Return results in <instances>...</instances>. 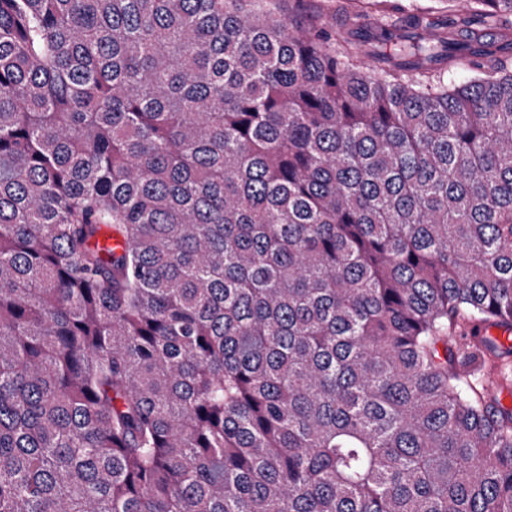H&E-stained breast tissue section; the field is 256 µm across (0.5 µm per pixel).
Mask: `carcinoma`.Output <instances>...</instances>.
Returning a JSON list of instances; mask_svg holds the SVG:
<instances>
[{
  "label": "carcinoma",
  "mask_w": 512,
  "mask_h": 512,
  "mask_svg": "<svg viewBox=\"0 0 512 512\" xmlns=\"http://www.w3.org/2000/svg\"><path fill=\"white\" fill-rule=\"evenodd\" d=\"M451 2L0 0V512H512V0ZM306 3L304 15L310 17L315 30L327 38L326 44H340L342 32L336 26V0H308ZM342 4L352 12H363L370 14L373 18L384 20L390 5L401 6L403 9H418L430 14L435 20H441L447 14L448 3L442 0H340ZM375 1H390L378 4Z\"/></svg>",
  "instance_id": "1"
}]
</instances>
